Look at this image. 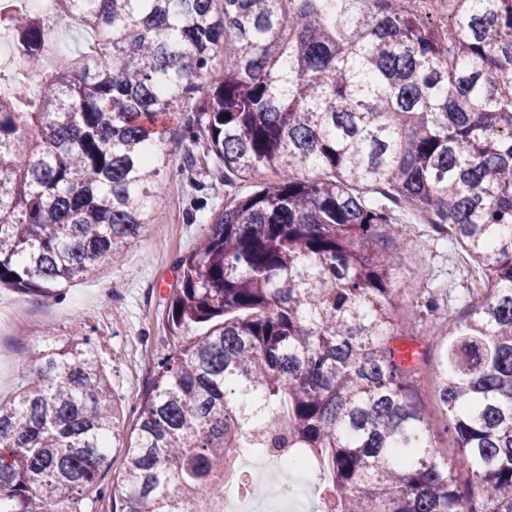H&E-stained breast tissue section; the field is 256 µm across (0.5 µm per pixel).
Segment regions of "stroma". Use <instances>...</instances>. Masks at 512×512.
I'll list each match as a JSON object with an SVG mask.
<instances>
[{
  "label": "stroma",
  "instance_id": "obj_1",
  "mask_svg": "<svg viewBox=\"0 0 512 512\" xmlns=\"http://www.w3.org/2000/svg\"><path fill=\"white\" fill-rule=\"evenodd\" d=\"M186 113L168 118L163 127L169 162L161 175V188L150 198L152 221L117 264H106L91 279L63 288L56 300L46 302L12 288H0V308L23 305L21 326L0 334V398H11L23 379L30 377L36 360L51 341L89 335L98 350L120 415L121 430L133 424L134 410L148 390L157 363L175 347L207 332L198 324L172 333L167 323L169 298L177 285V260L193 248L208 224L224 207L221 177L193 167L202 157L204 139L187 125ZM471 266L448 233L427 227L409 240V261L398 279L404 293L393 301L396 315L425 303L427 298L452 300L458 310L470 306L467 289ZM432 320L398 324V341L418 349L422 370L417 390L429 423L427 435L441 448L460 487L473 483L457 462L456 447L435 392V352L428 345Z\"/></svg>",
  "mask_w": 512,
  "mask_h": 512
}]
</instances>
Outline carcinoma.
Masks as SVG:
<instances>
[{"label": "carcinoma", "instance_id": "1", "mask_svg": "<svg viewBox=\"0 0 512 512\" xmlns=\"http://www.w3.org/2000/svg\"><path fill=\"white\" fill-rule=\"evenodd\" d=\"M50 2L0 0L24 60L0 63V285L55 298L119 261L177 112L228 194L169 298L173 330L212 327L157 365L125 436L88 336L49 344L0 399V512H84L118 441L113 512L219 498L232 448L325 471L319 512H512V0H452L446 26L409 0ZM63 30L86 44L60 65ZM394 206L477 265L465 314L429 299L411 316L448 328L437 393L475 492L427 436L421 362L394 345Z\"/></svg>", "mask_w": 512, "mask_h": 512}]
</instances>
